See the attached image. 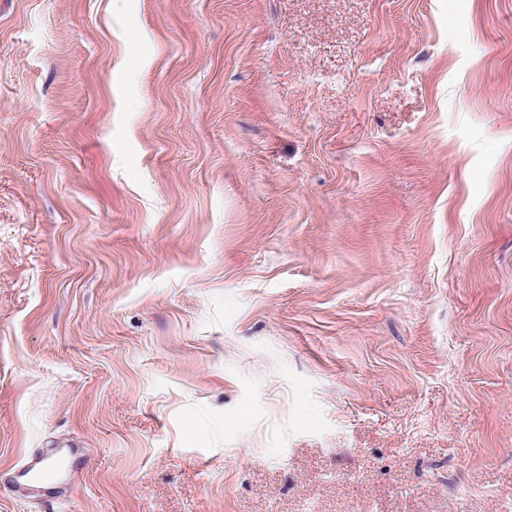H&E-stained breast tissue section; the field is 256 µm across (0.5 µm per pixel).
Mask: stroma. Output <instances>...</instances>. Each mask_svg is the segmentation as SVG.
<instances>
[{
	"mask_svg": "<svg viewBox=\"0 0 512 512\" xmlns=\"http://www.w3.org/2000/svg\"><path fill=\"white\" fill-rule=\"evenodd\" d=\"M468 505L512 512V0H0V512ZM72 441L57 444L55 448H46L31 455L17 468L13 495L27 498V490L46 489L49 476H55L59 484L69 485L71 479L70 460L72 454L83 453V448ZM50 465L54 467L48 468Z\"/></svg>",
	"mask_w": 512,
	"mask_h": 512,
	"instance_id": "stroma-1",
	"label": "stroma"
}]
</instances>
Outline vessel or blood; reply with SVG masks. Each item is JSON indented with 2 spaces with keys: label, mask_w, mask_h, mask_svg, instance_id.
Returning <instances> with one entry per match:
<instances>
[{
  "label": "vessel or blood",
  "mask_w": 512,
  "mask_h": 512,
  "mask_svg": "<svg viewBox=\"0 0 512 512\" xmlns=\"http://www.w3.org/2000/svg\"><path fill=\"white\" fill-rule=\"evenodd\" d=\"M76 442H66L31 455L17 469L13 494L26 497L28 490L44 488L48 477H56L60 484H69L71 479L70 460L79 453Z\"/></svg>",
  "instance_id": "1"
}]
</instances>
